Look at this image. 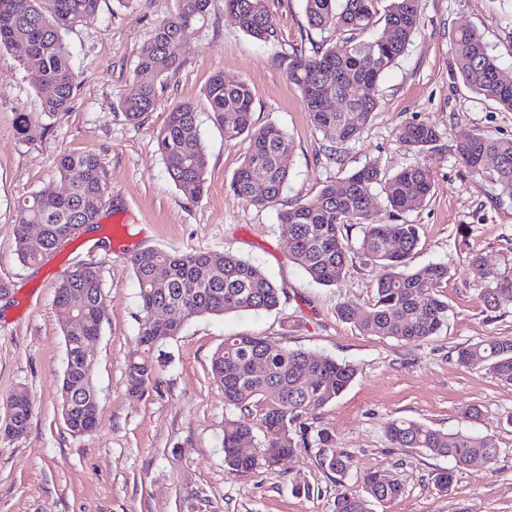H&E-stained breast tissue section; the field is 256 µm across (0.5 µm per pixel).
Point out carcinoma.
I'll list each match as a JSON object with an SVG mask.
<instances>
[{
  "instance_id": "carcinoma-1",
  "label": "carcinoma",
  "mask_w": 512,
  "mask_h": 512,
  "mask_svg": "<svg viewBox=\"0 0 512 512\" xmlns=\"http://www.w3.org/2000/svg\"><path fill=\"white\" fill-rule=\"evenodd\" d=\"M309 25L332 28L336 42L315 45L312 51L294 48L288 55V81L299 91L310 121L329 142L335 156L360 138L380 107L379 83L405 52L418 28L421 0H304ZM100 0H0V47L21 51L19 60L33 84L43 93L48 115L69 111L77 78L62 32L95 15ZM211 0H175L174 11L155 27L142 48L135 68L138 89L123 96L118 106L125 119L137 124L154 110L157 86L179 70L183 60L176 47L185 32L205 21ZM224 10L236 15L239 28L261 42L278 39L266 0H224ZM389 35L366 37L378 21ZM458 74L472 90L512 111V81L499 79L501 70L481 35L461 28L453 39ZM205 98L213 119L223 127L224 139L248 141L244 160L229 184L237 197L260 209L273 207L288 182L282 156L293 142L278 123L257 127L252 120L254 89L245 81L229 83L217 73ZM16 129L26 141L43 133L28 112L17 115ZM437 130L408 121L395 134L405 150L423 154L437 141ZM157 147L175 186L189 201L205 190L207 154L198 124L197 107L183 102L168 113L157 134ZM457 157L473 176L489 175L494 199L512 206V138L493 139L474 134L457 145ZM496 160L487 170V159ZM55 174L68 186L63 195L36 192L17 208L13 234L17 252L28 265L42 264L58 241H70L98 223L108 196L106 173L93 154L63 153ZM380 187L382 201L397 215L421 208L432 189L430 166L409 165L393 176H382L375 161H367L337 185L328 183L309 202L279 213L292 257L317 283L330 286L343 276L349 254L356 250L382 268L373 303L368 308L341 304L339 319L361 332L407 343L437 335L448 325V301L441 294L448 267L420 268L408 259L420 243L415 224H371V189ZM347 224L363 225L357 244L343 236ZM31 225L41 233H28ZM139 287L142 317L140 349L126 366L127 388L141 396L155 380L156 352L177 337L192 318L273 310L280 304L279 288L254 263L224 252H180L145 249L132 259ZM469 265L479 284V297L491 312L512 307V273L490 268L473 253ZM56 305L73 309L71 323L63 325L66 365L61 385V411L75 437L98 426V397L91 383L92 366L80 341L98 336L106 316L107 298L100 272L92 263H79L59 282ZM457 363L469 367L484 363L501 383L512 385V336H491L457 350ZM210 372L224 393V463L239 473L272 470L280 460L298 451L314 453L318 467L345 477L354 455L338 451L324 429L311 433L302 418L334 402L358 374L355 365L332 357L276 345L263 336H227L214 352ZM9 414L0 419V431L24 435L32 415L28 393L17 390L6 399ZM257 421L256 437L243 418ZM386 436L396 448H419L446 457L454 467L438 472L436 488L448 491L455 469L475 460L496 461L499 449L492 439L464 428L444 432L414 420L395 419ZM403 493L402 483L388 471H370L361 489L336 492L333 512H370L373 503L385 504Z\"/></svg>"
}]
</instances>
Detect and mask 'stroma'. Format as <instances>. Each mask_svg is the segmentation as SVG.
I'll use <instances>...</instances> for the list:
<instances>
[{
	"instance_id": "1",
	"label": "stroma",
	"mask_w": 512,
	"mask_h": 512,
	"mask_svg": "<svg viewBox=\"0 0 512 512\" xmlns=\"http://www.w3.org/2000/svg\"><path fill=\"white\" fill-rule=\"evenodd\" d=\"M266 5L278 38L262 43L239 29L224 0H212L205 22L188 29L179 47L182 68L135 126L118 100L136 90L139 53L174 0H133L126 8L101 0L95 16L65 31L78 89L70 110L56 117L43 115L41 95L17 51L0 49V281L11 286L0 298V399L23 389L33 403L27 434L0 437V512H333L338 488L359 489L364 474L375 470L396 474L404 492L371 512H458L462 506L512 512V426L506 423L512 386L485 365L459 367L455 357L461 345L512 336V311L485 310L468 266L470 253L478 252L488 267L512 268V207L496 205L489 182L469 174L456 153L469 134L512 138V111L468 88L453 53L457 30L475 29L512 78V0H422L411 43L381 79L379 110L340 162L328 158L326 140L286 76L293 48L329 44L336 35L309 28L304 0ZM219 72L254 88L256 125L278 122L293 140L285 160L288 184L275 207L257 208L229 190L247 143L226 142L208 110L203 92ZM182 101L197 106L208 154L206 188L196 202L176 188L156 144L168 112ZM21 111L37 116L43 134L19 138ZM413 119L434 126L440 137L423 157L432 170V196L400 219L419 229L412 266L447 265L442 293L450 317L438 335L406 343L364 334L336 316L340 304H372L380 267L354 252L336 285L317 284L293 260L278 213L313 200L323 185L341 182L367 160L389 176L417 162L421 157L395 141L398 127ZM64 151L97 155L109 195L92 233L31 267L16 252V207L34 192L63 190L52 166ZM101 238L109 249L97 248ZM147 248L232 251L260 266L283 294L271 312L192 318L165 347L148 392L135 398L125 376L141 319L131 259ZM81 261L98 266L109 307L94 345L99 425L75 437L59 403L65 315L55 296ZM238 333L358 367L341 397L307 417L313 429L332 435L337 449L354 453L356 465L345 478L324 472L304 451L271 470L242 474L225 465L224 394L210 378V360L226 336ZM472 405L481 418L469 424L463 412ZM396 418L446 432L471 427L493 438L499 459L457 470L449 490L438 491L433 476L449 460L393 447L385 430ZM299 484L314 487V494L296 493Z\"/></svg>"
}]
</instances>
